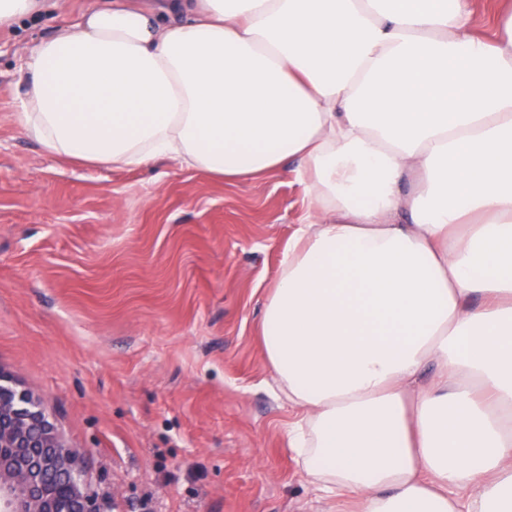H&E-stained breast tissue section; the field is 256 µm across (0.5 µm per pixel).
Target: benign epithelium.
Instances as JSON below:
<instances>
[{
  "label": "benign epithelium",
  "instance_id": "7a95c632",
  "mask_svg": "<svg viewBox=\"0 0 512 512\" xmlns=\"http://www.w3.org/2000/svg\"><path fill=\"white\" fill-rule=\"evenodd\" d=\"M0 512H57L44 474H60L69 485L65 512H100L83 484L82 451L70 446L44 401L0 368Z\"/></svg>",
  "mask_w": 512,
  "mask_h": 512
}]
</instances>
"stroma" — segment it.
<instances>
[{"mask_svg": "<svg viewBox=\"0 0 512 512\" xmlns=\"http://www.w3.org/2000/svg\"><path fill=\"white\" fill-rule=\"evenodd\" d=\"M0 27V367L38 395L101 512H352L300 475L262 304L306 223L294 164L227 182L44 152L17 122L25 43L93 0Z\"/></svg>", "mask_w": 512, "mask_h": 512, "instance_id": "35a3bbf8", "label": "stroma"}]
</instances>
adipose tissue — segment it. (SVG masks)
I'll return each mask as SVG.
<instances>
[{"mask_svg": "<svg viewBox=\"0 0 512 512\" xmlns=\"http://www.w3.org/2000/svg\"><path fill=\"white\" fill-rule=\"evenodd\" d=\"M473 0H106L24 47L51 155L226 179L311 216L260 326L288 446L357 512H512V13ZM473 4L474 28L479 34L492 37L501 15L510 9L512 0H474Z\"/></svg>", "mask_w": 512, "mask_h": 512, "instance_id": "adipose-tissue-1", "label": "adipose tissue"}]
</instances>
